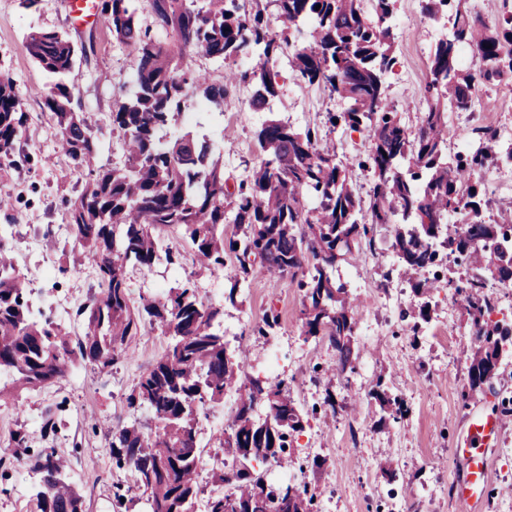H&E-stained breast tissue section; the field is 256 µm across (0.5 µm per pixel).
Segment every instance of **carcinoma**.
Returning a JSON list of instances; mask_svg holds the SVG:
<instances>
[{"label":"carcinoma","mask_w":512,"mask_h":512,"mask_svg":"<svg viewBox=\"0 0 512 512\" xmlns=\"http://www.w3.org/2000/svg\"><path fill=\"white\" fill-rule=\"evenodd\" d=\"M153 23L173 34L155 40L137 20L134 0H103L112 36L137 56L134 90L110 115L122 133L125 163L111 169L95 165L97 148L90 126L73 107L74 94L58 81L43 97L59 134L63 153L89 170L90 180L71 202L75 239L95 262L97 293L80 306L75 319L83 337L69 332L35 305L12 254L14 225H0V399L18 391L39 390L64 378L78 363L102 370L127 355L145 324L168 338L161 357L143 373L126 397L128 407L148 408L149 427L112 426L109 451L117 468L133 474L148 512H197L201 457L197 450L198 411L236 389L238 406L229 430L219 438L224 454L238 461L214 473L222 489L209 494L204 512H314L316 493L303 483L269 482L253 462L288 467L290 439L304 429V415L288 385L264 386L241 379L243 356L232 357L224 343L220 309L205 301L191 281L149 296L130 299L129 265L151 268L160 260L182 265V255L164 244L161 234L180 233L191 244L193 261L216 272L232 265L229 299L246 282L255 264L291 277L302 297L300 319L306 338L327 337L336 349L330 378L353 368L356 306L342 281L340 262L373 245L376 224L395 225L392 248L409 274L412 292L425 301L413 312L430 321L435 282L420 278L439 249L463 256L478 274L454 296L467 315L472 359L469 390L491 383L512 338L511 323L491 321L495 299L485 288L512 283V248L500 253L504 230L512 229V202L490 216L482 174L502 161L512 162L487 126L471 128L475 148L448 157V106L474 111L472 103L491 86L512 85V9L488 25L454 0H422L426 16L449 15L450 30L430 56L428 106L416 130L403 123L385 94L391 56L395 0H148ZM320 9H315V6ZM467 45L480 66H459V47ZM290 72L346 103L327 112L326 128H295L270 118L255 133L265 158L247 178L231 185L224 158L208 138L187 133L173 141L161 133L196 96L222 108L240 84L255 87L250 104L273 111L278 97L274 71L284 47ZM28 53L44 71L60 77L72 68L75 46L62 34L36 32ZM248 51L255 64L225 72L224 83L182 69L192 54L222 61ZM27 123L13 83L0 78V167L18 166L20 140ZM361 131L372 142L367 160L373 172L366 195L354 189L345 166L336 163L328 134L339 125ZM314 200V206L307 205ZM236 231L224 235L226 212ZM462 216L449 231L448 214ZM370 395L393 419L403 403L377 379ZM67 401L43 417L41 439L54 440ZM261 405L265 418L253 419ZM12 463L24 462L39 476L34 488L38 512H84V499L69 476V459L54 446L31 452L29 433L10 435Z\"/></svg>","instance_id":"cac0c4a2"}]
</instances>
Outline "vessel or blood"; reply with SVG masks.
Here are the masks:
<instances>
[{
	"mask_svg": "<svg viewBox=\"0 0 512 512\" xmlns=\"http://www.w3.org/2000/svg\"><path fill=\"white\" fill-rule=\"evenodd\" d=\"M502 424L489 414L473 415L469 421L463 448L458 454L464 461V472L456 484L459 512H479L483 492L488 484L487 448L500 438Z\"/></svg>",
	"mask_w": 512,
	"mask_h": 512,
	"instance_id": "vessel-or-blood-1",
	"label": "vessel or blood"
}]
</instances>
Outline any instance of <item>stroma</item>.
<instances>
[{"instance_id":"stroma-1","label":"stroma","mask_w":512,"mask_h":512,"mask_svg":"<svg viewBox=\"0 0 512 512\" xmlns=\"http://www.w3.org/2000/svg\"><path fill=\"white\" fill-rule=\"evenodd\" d=\"M421 5L422 0H396L395 64L386 75L387 96L411 127L426 108L429 52L449 28L448 23L426 18ZM43 31L64 34L78 50L65 81L74 91L77 111L91 127L97 164L104 168L124 162L122 136L113 131L110 114L116 101L131 91L137 60L132 49L113 38L105 15L80 25L71 17L66 0H0V77L12 81L28 114L21 146L29 156L20 168L0 170V195L11 200L9 207L0 209V224L15 227L13 254L34 300L69 327L76 307L96 290L93 261L72 236L66 206L88 175L62 154L57 128L43 106V96L55 79L26 49L30 34ZM250 97V89L242 84L223 108L212 106L202 112L197 103H190L188 112L199 111L198 121L179 116L165 135L170 139L187 131L209 135L224 155L225 177L233 182L246 178L262 160L254 137L260 120L251 110ZM342 108V102L329 98L322 88L281 69L274 105L278 119L296 127L321 126L327 112ZM475 119L512 127V86L483 91L475 112L448 115L452 124L467 125ZM332 139L354 187L366 192L373 174L357 162L367 158L370 141L342 127L336 128ZM392 235V225H377L373 253L342 265L343 280L361 283L353 291L360 303L354 336L359 358L355 371L344 373L330 389L319 374L321 367L335 362L336 351L328 339H305L295 281L254 267L248 288L233 304L226 299L232 286L227 273L189 263L180 268L160 263L149 270L128 266L127 284L135 301L140 295L191 281L205 300L223 309L230 345L248 350L245 378L288 384L309 424L294 443L295 468L277 469L276 476L316 488L318 512H456L454 486L461 464L455 448L473 412L497 415L503 423L496 447L488 451L489 483L482 512H512V366L500 367L483 390H469L468 326L448 286L449 281L467 279L471 271L464 264H443L440 287L433 293V318L418 332H409L407 314L418 299L391 247ZM270 310L279 313V326L269 338L254 335V326ZM166 346V337L147 326L133 339L129 354L113 367L102 371L88 365L54 386L1 401L0 457L11 455L10 433L21 426L30 432L34 446H41L43 413L66 402V425L55 444L71 460L86 512H142L144 500L132 487L131 472L112 463L106 428L133 421L150 423L151 411L128 408L126 396ZM379 380L401 399L406 409L402 418L386 417L370 397ZM329 391L336 398L332 409L323 404ZM236 404V393H226L223 402L199 420L198 481L204 490H211L212 474L223 466L224 450L216 438ZM388 457L395 469L391 477L381 471ZM118 484L129 489V500L120 508L113 497Z\"/></svg>"}]
</instances>
